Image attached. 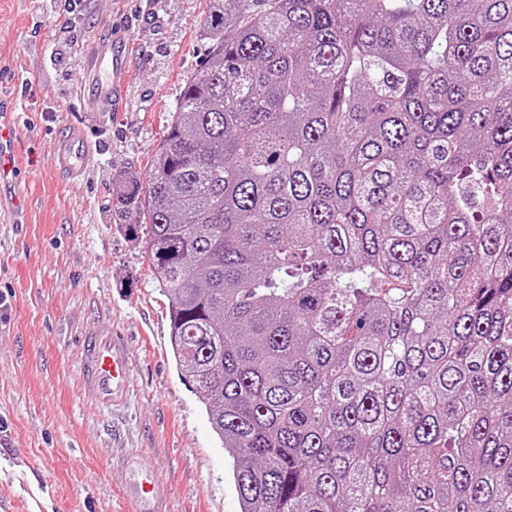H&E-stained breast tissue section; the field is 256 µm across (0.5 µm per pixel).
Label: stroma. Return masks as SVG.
I'll list each match as a JSON object with an SVG mask.
<instances>
[{
  "label": "stroma",
  "mask_w": 512,
  "mask_h": 512,
  "mask_svg": "<svg viewBox=\"0 0 512 512\" xmlns=\"http://www.w3.org/2000/svg\"><path fill=\"white\" fill-rule=\"evenodd\" d=\"M210 0H0V88L22 104L20 224L0 223V512H132L137 452L169 512H240L232 463L170 349L168 301L140 242L113 222L114 179L147 178L186 79L206 61ZM123 32L127 78L110 112L80 111L79 48ZM81 128L82 176L56 164ZM98 325L134 349L131 398L102 409L81 375Z\"/></svg>",
  "instance_id": "obj_1"
}]
</instances>
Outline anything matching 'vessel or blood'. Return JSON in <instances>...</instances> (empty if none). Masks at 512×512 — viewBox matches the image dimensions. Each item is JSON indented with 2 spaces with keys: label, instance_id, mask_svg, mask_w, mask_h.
<instances>
[{
  "label": "vessel or blood",
  "instance_id": "1",
  "mask_svg": "<svg viewBox=\"0 0 512 512\" xmlns=\"http://www.w3.org/2000/svg\"><path fill=\"white\" fill-rule=\"evenodd\" d=\"M124 38L96 39L85 45L80 57L84 79L76 90L89 112H109L126 78ZM21 114L17 106L0 108V183L25 182L26 173L13 163ZM94 156L83 132L70 131L60 142L57 163L72 176L82 175ZM134 355L128 342L116 334L95 329L86 331L83 341V377L96 393L100 405L120 409L131 387ZM126 497L134 512H166L163 490L148 466H140Z\"/></svg>",
  "mask_w": 512,
  "mask_h": 512
}]
</instances>
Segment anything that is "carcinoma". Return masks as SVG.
Wrapping results in <instances>:
<instances>
[{"mask_svg": "<svg viewBox=\"0 0 512 512\" xmlns=\"http://www.w3.org/2000/svg\"><path fill=\"white\" fill-rule=\"evenodd\" d=\"M146 182L241 512H512V0H211Z\"/></svg>", "mask_w": 512, "mask_h": 512, "instance_id": "1", "label": "carcinoma"}]
</instances>
